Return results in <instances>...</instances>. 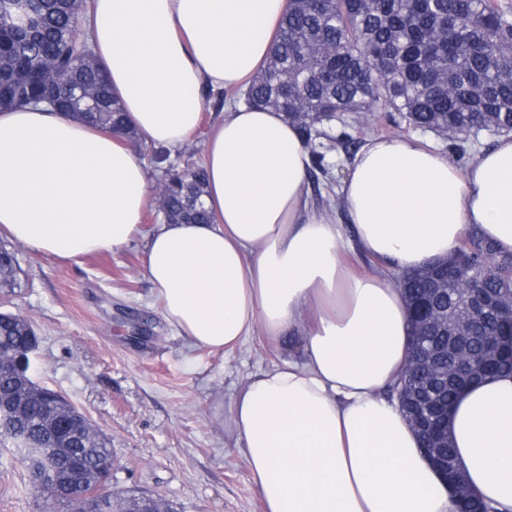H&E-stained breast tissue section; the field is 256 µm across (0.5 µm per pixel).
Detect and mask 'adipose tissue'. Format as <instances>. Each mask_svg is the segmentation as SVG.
Wrapping results in <instances>:
<instances>
[{
    "mask_svg": "<svg viewBox=\"0 0 512 512\" xmlns=\"http://www.w3.org/2000/svg\"><path fill=\"white\" fill-rule=\"evenodd\" d=\"M287 0H94L91 36L145 142L175 152L207 126L210 224H162L146 267L165 320L191 344L230 349L253 331L297 336L294 359L250 376L224 421L265 512H457V496L385 392L407 363L409 315L390 270L456 252L475 227L512 252V135L466 167L419 139L371 137L333 208L306 190L309 153L270 110L203 123L204 95L247 86ZM147 165L116 134L65 113L0 110V235L75 260L126 247L150 204ZM448 432L467 484L512 512V373L463 389Z\"/></svg>",
    "mask_w": 512,
    "mask_h": 512,
    "instance_id": "ef3b65f1",
    "label": "adipose tissue"
}]
</instances>
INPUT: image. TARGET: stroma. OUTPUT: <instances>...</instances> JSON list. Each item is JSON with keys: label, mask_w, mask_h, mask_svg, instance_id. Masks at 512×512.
Instances as JSON below:
<instances>
[{"label": "stroma", "mask_w": 512, "mask_h": 512, "mask_svg": "<svg viewBox=\"0 0 512 512\" xmlns=\"http://www.w3.org/2000/svg\"><path fill=\"white\" fill-rule=\"evenodd\" d=\"M117 252L62 262L18 247L15 288H0V312L32 320L33 380L60 393L110 438L112 488L138 489L178 512H265L224 412L252 373L288 360L291 338L261 332L212 352L164 319L149 280L146 235ZM0 512H66L30 484L0 447Z\"/></svg>", "instance_id": "obj_1"}]
</instances>
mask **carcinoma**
Returning <instances> with one entry per match:
<instances>
[{"mask_svg":"<svg viewBox=\"0 0 512 512\" xmlns=\"http://www.w3.org/2000/svg\"><path fill=\"white\" fill-rule=\"evenodd\" d=\"M91 0H0V108L38 106L71 112L103 130L125 131L124 113L112 96L99 62L84 55L89 35L84 19ZM29 21L19 25L15 11ZM243 98L250 106L286 115L300 130L311 163L309 173L327 180L335 199L327 154L338 140L331 134L336 115H350L349 127L364 131L363 121L379 112H395L422 132L442 137L453 131V148L475 145V130L495 136L512 132V3L507 0H288L280 33L267 66L256 75ZM168 151L150 149L161 171L160 193L166 221L206 224L201 201L206 181L203 163L182 168L164 165ZM458 252L467 265L448 281L437 299L445 307L464 304L479 286L504 299L512 297V254L502 255L470 230ZM16 252L0 244V287L17 286ZM407 303L423 298L428 282L420 272L396 276ZM32 322L0 317V347L16 349L29 342ZM499 334L495 316L487 314L473 332L469 350L481 349V337ZM452 352L429 370L406 373L387 392L397 395L406 416L420 412L413 393L451 371ZM13 389L28 410L20 433L37 439L38 418L49 405L37 391L8 373L0 389ZM81 464L93 494L70 501L71 512H124L135 499L131 491H112V476L101 470L112 456V443L101 433L78 439Z\"/></svg>","mask_w":512,"mask_h":512,"instance_id":"1","label":"carcinoma"}]
</instances>
